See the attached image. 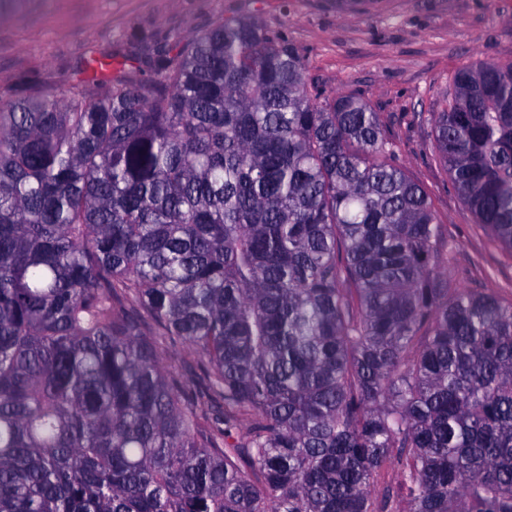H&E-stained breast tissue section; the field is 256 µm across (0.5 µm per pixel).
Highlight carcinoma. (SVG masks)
Masks as SVG:
<instances>
[{
	"label": "carcinoma",
	"mask_w": 512,
	"mask_h": 512,
	"mask_svg": "<svg viewBox=\"0 0 512 512\" xmlns=\"http://www.w3.org/2000/svg\"><path fill=\"white\" fill-rule=\"evenodd\" d=\"M130 44L0 92V512H384L393 459L402 512H512V300L382 113L255 18ZM453 85L435 152L512 253V64Z\"/></svg>",
	"instance_id": "cac0c4a2"
}]
</instances>
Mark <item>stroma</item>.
<instances>
[{"label": "stroma", "instance_id": "1", "mask_svg": "<svg viewBox=\"0 0 512 512\" xmlns=\"http://www.w3.org/2000/svg\"><path fill=\"white\" fill-rule=\"evenodd\" d=\"M241 15L286 34L322 96H360L383 114L398 164L457 242L458 286L512 299V254L455 192L428 119L459 70L512 64V0H22L0 18V87L24 78L65 95L91 61L121 58L131 34L180 40Z\"/></svg>", "mask_w": 512, "mask_h": 512}]
</instances>
